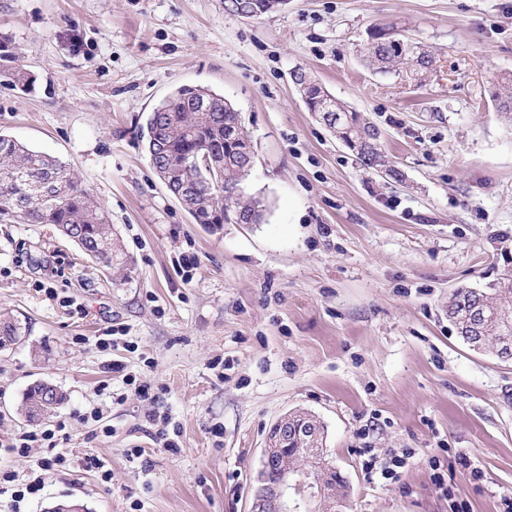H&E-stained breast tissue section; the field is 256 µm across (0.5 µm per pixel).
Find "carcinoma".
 Segmentation results:
<instances>
[{
    "label": "carcinoma",
    "mask_w": 512,
    "mask_h": 512,
    "mask_svg": "<svg viewBox=\"0 0 512 512\" xmlns=\"http://www.w3.org/2000/svg\"><path fill=\"white\" fill-rule=\"evenodd\" d=\"M278 0H224L229 13H273ZM409 40L394 29L377 28L370 34L363 57L377 73L398 71L407 65ZM300 97L310 112L333 108L328 126L336 138L347 144L360 164L371 170L386 166L379 146L377 126L363 113L326 93L306 72H301ZM146 126L156 127L155 138H146L145 150L154 171L167 175L173 190L187 185L183 205L196 224L224 223V206L239 202L240 183L235 176L220 180L224 157L230 146L224 131L242 126L240 112L224 105V97L200 86H180L150 112ZM205 153L213 170L184 167L187 156ZM50 224L62 237L103 268L127 270L131 266L121 240L112 229L101 202L82 187L69 169L55 157L36 151L18 140L0 134V221ZM448 321L471 349L501 358L500 341L512 336V272L483 288H459L448 298ZM23 335L22 324L0 314V347ZM65 399L62 392L48 394L46 385L32 386L24 395L21 411L30 419L52 412ZM296 426L289 432L288 447H326V430L319 419L303 410L289 412Z\"/></svg>",
    "instance_id": "carcinoma-1"
}]
</instances>
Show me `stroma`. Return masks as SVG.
Listing matches in <instances>:
<instances>
[{"label": "stroma", "instance_id": "stroma-1", "mask_svg": "<svg viewBox=\"0 0 512 512\" xmlns=\"http://www.w3.org/2000/svg\"><path fill=\"white\" fill-rule=\"evenodd\" d=\"M381 26L435 56L426 83L366 66ZM1 36L30 84H0V134L67 165L132 268L116 279L49 225L0 224V310L25 329L0 348V470L44 478L0 512H248L267 433L294 409L324 423L347 512H500L512 362L471 350L446 310L512 268V125L491 97L512 90V0H288L249 19L224 0H0ZM297 67L378 126L402 181L307 111ZM184 84L240 112L263 223H194L153 171L139 129ZM42 382L67 399L32 423L19 407ZM164 416L178 451L160 446ZM60 422L63 464L14 451ZM391 453L408 456L397 479L370 480Z\"/></svg>", "mask_w": 512, "mask_h": 512}]
</instances>
